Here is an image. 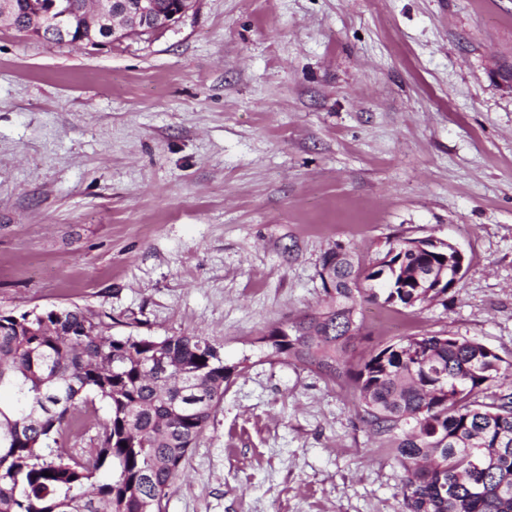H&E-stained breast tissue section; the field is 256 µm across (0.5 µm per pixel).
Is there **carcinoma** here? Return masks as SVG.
<instances>
[{"instance_id":"obj_1","label":"carcinoma","mask_w":512,"mask_h":512,"mask_svg":"<svg viewBox=\"0 0 512 512\" xmlns=\"http://www.w3.org/2000/svg\"><path fill=\"white\" fill-rule=\"evenodd\" d=\"M10 2L4 23L47 39L31 0ZM442 257L403 243L367 270L331 248L319 307L260 341L270 356L354 381L365 421L404 470L400 512H512V368L497 354L436 334L408 336L355 368L345 359L364 304L408 308L448 294L417 287ZM225 372L202 336H106L77 306L44 319L1 316L0 393L10 401L0 402V512H163L224 398ZM497 380L500 391L484 401V385ZM95 398L109 411L97 445L63 447L73 411Z\"/></svg>"}]
</instances>
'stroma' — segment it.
Here are the masks:
<instances>
[{
  "label": "stroma",
  "instance_id": "obj_1",
  "mask_svg": "<svg viewBox=\"0 0 512 512\" xmlns=\"http://www.w3.org/2000/svg\"><path fill=\"white\" fill-rule=\"evenodd\" d=\"M512 0H197L99 48L0 27V313L77 306L111 336L206 337L224 399L164 512H398L403 470L353 383L267 357L335 246L458 245L447 297L369 307L512 363ZM102 402L69 448L96 445Z\"/></svg>",
  "mask_w": 512,
  "mask_h": 512
}]
</instances>
